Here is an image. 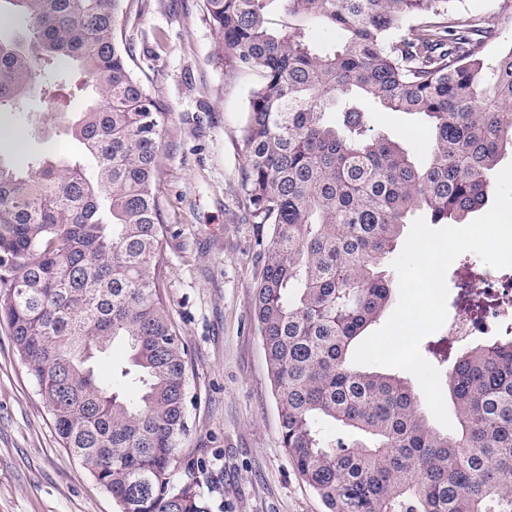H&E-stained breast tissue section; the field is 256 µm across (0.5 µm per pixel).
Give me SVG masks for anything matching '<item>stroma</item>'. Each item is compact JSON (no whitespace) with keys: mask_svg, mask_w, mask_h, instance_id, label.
Listing matches in <instances>:
<instances>
[{"mask_svg":"<svg viewBox=\"0 0 512 512\" xmlns=\"http://www.w3.org/2000/svg\"><path fill=\"white\" fill-rule=\"evenodd\" d=\"M123 37L136 75L170 114L156 192L169 232L164 299L189 350L177 477L201 482L210 512H326L283 448L265 353L251 309L262 274V224L239 192L252 75H226L204 0H125ZM403 147L423 127L374 115ZM0 512H118L62 448L37 387L0 322Z\"/></svg>","mask_w":512,"mask_h":512,"instance_id":"stroma-1","label":"stroma"}]
</instances>
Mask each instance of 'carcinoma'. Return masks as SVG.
<instances>
[{
	"label": "carcinoma",
	"instance_id": "1",
	"mask_svg": "<svg viewBox=\"0 0 512 512\" xmlns=\"http://www.w3.org/2000/svg\"><path fill=\"white\" fill-rule=\"evenodd\" d=\"M122 2L0 0L18 22L0 31V112L42 145L0 157V320L62 447L120 512H209L197 480H174L189 375L155 193L170 113L134 72ZM452 2L204 0L226 74L256 77L240 188L269 233L252 317L282 446L326 512H512V335L428 348L453 435L419 389L349 359L393 304L384 265L408 217L465 223L512 147V41ZM294 21L339 40L318 50ZM375 109L423 117V148L376 129ZM60 110L77 158L45 146L36 115ZM116 342L129 358L102 382Z\"/></svg>",
	"mask_w": 512,
	"mask_h": 512
}]
</instances>
